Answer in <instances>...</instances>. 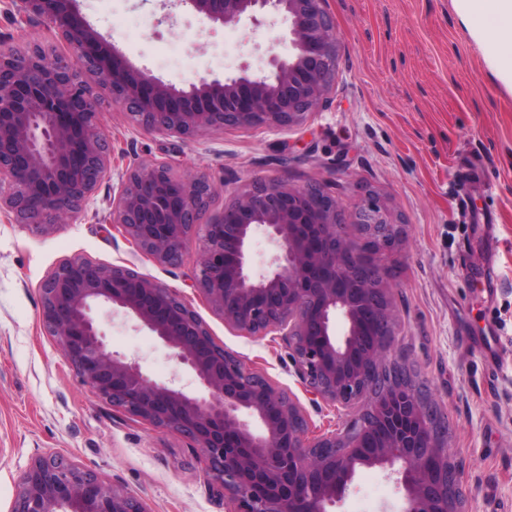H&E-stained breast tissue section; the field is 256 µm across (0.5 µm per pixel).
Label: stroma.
I'll use <instances>...</instances> for the list:
<instances>
[{
  "mask_svg": "<svg viewBox=\"0 0 512 512\" xmlns=\"http://www.w3.org/2000/svg\"><path fill=\"white\" fill-rule=\"evenodd\" d=\"M82 15L130 63L178 86L265 68L288 57L282 25L214 26L161 0H77ZM340 45L326 105L303 125L206 132L192 140L150 134L101 90L112 166L136 158L171 162L207 177L210 215L257 178L327 184L346 214L377 197L404 242L385 252L396 335L389 357L407 368L446 417L465 512H512V84L494 64L506 51L476 39L456 0H328ZM66 52L43 25L17 27L0 11V42ZM112 183L83 216L39 230L0 212V512H12L20 476L54 453L138 497L148 512H226L185 436L157 429L83 383L42 320L41 285L65 260L88 258L135 270L174 289L214 340L290 395L314 433L353 420L313 405L287 346L226 325L195 286L201 234L180 265L155 262L111 222ZM93 315L109 347L157 381L198 384L156 336L111 308ZM495 336L498 361L483 354ZM396 474L356 473L328 512H401Z\"/></svg>",
  "mask_w": 512,
  "mask_h": 512,
  "instance_id": "1",
  "label": "stroma"
}]
</instances>
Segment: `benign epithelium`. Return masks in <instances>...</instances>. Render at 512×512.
<instances>
[{
    "mask_svg": "<svg viewBox=\"0 0 512 512\" xmlns=\"http://www.w3.org/2000/svg\"><path fill=\"white\" fill-rule=\"evenodd\" d=\"M214 25L267 20L286 26L293 52L272 54L268 70L178 87L134 68L79 13L76 0H7L18 27L40 23L64 41L59 55L42 43L17 53L0 48V211L35 227L75 221L111 173L100 100L89 73L143 129L182 139L227 127H298L327 99L338 39L326 0H169ZM112 223L161 265L180 262L200 228L195 283L224 323L251 336H281L314 404L358 406L342 429L308 437L297 404L217 344L176 291L121 266L69 259L43 282V323L77 374L112 406L187 436L204 460L209 488L229 512H327L342 501L361 467L400 476L404 512H463L452 448L433 420L438 412L412 390L405 372L379 383L392 366L390 341L368 346L365 325L395 335L387 271L367 268L347 240L364 224L382 243L405 236L373 199L347 216L320 184L293 187L256 179L222 212L207 216L214 188L179 177L166 161H137L118 174ZM275 248L269 269L250 265L254 235ZM122 309L149 329L197 377L190 393L157 382L112 351L93 306ZM12 512H148L58 455L32 459Z\"/></svg>",
    "mask_w": 512,
    "mask_h": 512,
    "instance_id": "obj_1",
    "label": "benign epithelium"
}]
</instances>
